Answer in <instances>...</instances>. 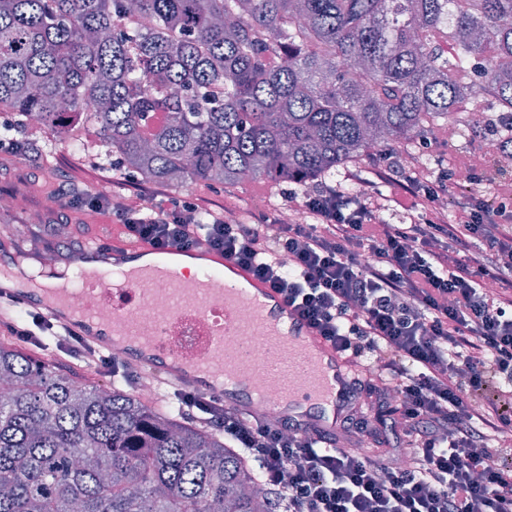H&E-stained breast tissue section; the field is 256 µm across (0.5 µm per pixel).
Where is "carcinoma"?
<instances>
[{"instance_id":"carcinoma-1","label":"carcinoma","mask_w":512,"mask_h":512,"mask_svg":"<svg viewBox=\"0 0 512 512\" xmlns=\"http://www.w3.org/2000/svg\"><path fill=\"white\" fill-rule=\"evenodd\" d=\"M490 102L512 0H0V139L179 185L306 186ZM0 512H272L224 436L0 343Z\"/></svg>"}]
</instances>
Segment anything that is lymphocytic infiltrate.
I'll list each match as a JSON object with an SVG mask.
<instances>
[{"label":"lymphocytic infiltrate","instance_id":"obj_1","mask_svg":"<svg viewBox=\"0 0 512 512\" xmlns=\"http://www.w3.org/2000/svg\"><path fill=\"white\" fill-rule=\"evenodd\" d=\"M460 170L467 194L442 208ZM350 179L394 193L375 206L324 184L303 192V223L231 221L209 199L171 200L164 186L124 174L120 189L151 197V207L87 189L67 192L65 207L111 216L126 239L155 248L205 245L234 257L364 369L338 435L175 392L188 418L256 462L274 512H512V225L494 219L507 204L481 195L483 168L470 160L430 180L390 155ZM389 205L404 223L386 222ZM0 330L64 366L152 380L4 298Z\"/></svg>","mask_w":512,"mask_h":512}]
</instances>
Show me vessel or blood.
Instances as JSON below:
<instances>
[{"mask_svg": "<svg viewBox=\"0 0 512 512\" xmlns=\"http://www.w3.org/2000/svg\"><path fill=\"white\" fill-rule=\"evenodd\" d=\"M84 253L82 277L103 286L106 309L75 312L69 284L54 272L36 281L23 278L6 237L0 239V294L106 352L113 348V337L142 340L146 331L139 315L153 307L163 325L161 345L121 350L124 360L167 385L214 394L241 410L257 408L254 391L262 389L279 419L336 432L348 412L351 368L248 268L204 246L175 255L147 244H108L93 237ZM184 261L200 264V271L179 273ZM217 295L223 299L222 335L210 319L209 301Z\"/></svg>", "mask_w": 512, "mask_h": 512, "instance_id": "obj_1", "label": "vessel or blood"}]
</instances>
